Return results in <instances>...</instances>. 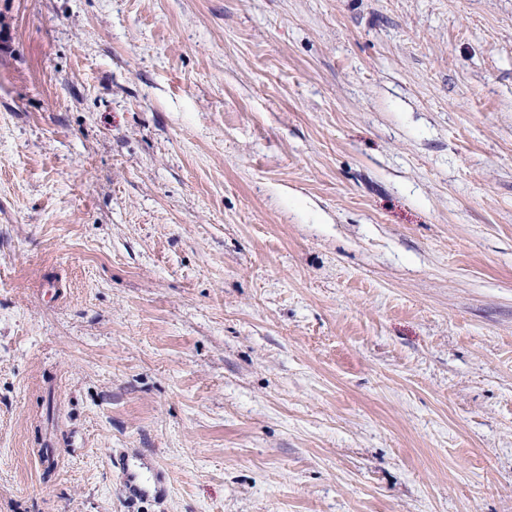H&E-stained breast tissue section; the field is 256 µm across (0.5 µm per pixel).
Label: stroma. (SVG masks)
<instances>
[{"instance_id": "obj_1", "label": "stroma", "mask_w": 512, "mask_h": 512, "mask_svg": "<svg viewBox=\"0 0 512 512\" xmlns=\"http://www.w3.org/2000/svg\"><path fill=\"white\" fill-rule=\"evenodd\" d=\"M0 512H512V0H0ZM123 474V489L126 497L131 501L143 499H158L164 495V474L160 470L153 473L152 479L143 481L139 472L126 464Z\"/></svg>"}]
</instances>
